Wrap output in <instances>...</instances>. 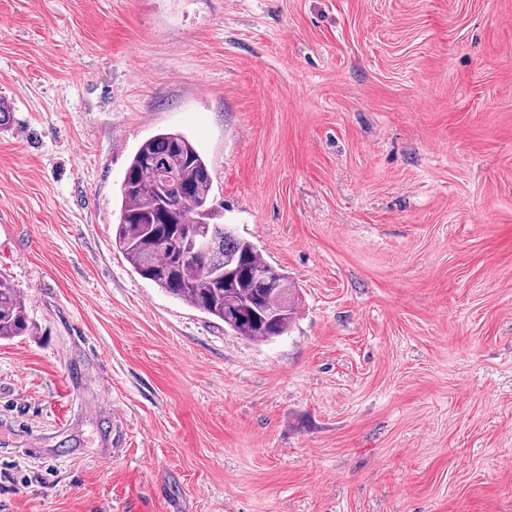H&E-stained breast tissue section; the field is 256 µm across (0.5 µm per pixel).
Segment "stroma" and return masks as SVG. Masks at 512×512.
<instances>
[{
	"mask_svg": "<svg viewBox=\"0 0 512 512\" xmlns=\"http://www.w3.org/2000/svg\"><path fill=\"white\" fill-rule=\"evenodd\" d=\"M0 99V512H512V0H0ZM164 131L286 335L115 247ZM28 331L25 298L10 280L0 277V339L11 340Z\"/></svg>",
	"mask_w": 512,
	"mask_h": 512,
	"instance_id": "35a3bbf8",
	"label": "stroma"
}]
</instances>
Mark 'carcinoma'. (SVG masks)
<instances>
[{
	"instance_id": "1",
	"label": "carcinoma",
	"mask_w": 512,
	"mask_h": 512,
	"mask_svg": "<svg viewBox=\"0 0 512 512\" xmlns=\"http://www.w3.org/2000/svg\"><path fill=\"white\" fill-rule=\"evenodd\" d=\"M212 176L196 146L178 132L145 140L120 187L114 244L134 271L252 342L285 335L298 293L288 276L238 236L212 204ZM206 249L194 252L199 242ZM29 331L25 298L0 277V339Z\"/></svg>"
}]
</instances>
